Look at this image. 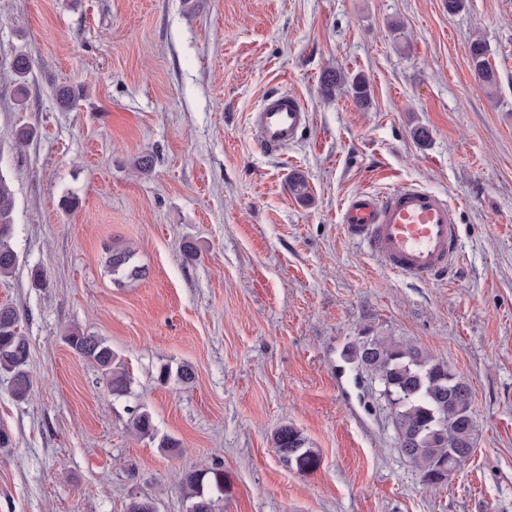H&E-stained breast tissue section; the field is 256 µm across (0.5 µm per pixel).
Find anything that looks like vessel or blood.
Wrapping results in <instances>:
<instances>
[{
  "label": "vessel or blood",
  "instance_id": "1",
  "mask_svg": "<svg viewBox=\"0 0 512 512\" xmlns=\"http://www.w3.org/2000/svg\"><path fill=\"white\" fill-rule=\"evenodd\" d=\"M308 121L302 102L280 93L266 96L252 116L261 143L271 150L296 140ZM339 222L385 270L414 282L446 275L459 248L453 208L439 194L414 183L383 195L351 194L341 206Z\"/></svg>",
  "mask_w": 512,
  "mask_h": 512
}]
</instances>
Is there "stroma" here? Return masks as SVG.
Listing matches in <instances>:
<instances>
[{"instance_id": "1", "label": "stroma", "mask_w": 512, "mask_h": 512, "mask_svg": "<svg viewBox=\"0 0 512 512\" xmlns=\"http://www.w3.org/2000/svg\"><path fill=\"white\" fill-rule=\"evenodd\" d=\"M334 68L366 78V108L323 99ZM275 92L310 119L267 152L250 117ZM0 171L18 256L0 304L22 316L33 376L23 400L0 377V512H125L135 495L186 512L179 478L200 464L223 469L224 512H512V0H0ZM409 182L457 211L450 277L394 276L342 229L347 196ZM115 244L144 279L113 283ZM74 328L124 359L129 397L69 347ZM377 336L470 385L474 453L445 485L422 484L378 381L345 361ZM165 363L193 382L160 381ZM141 404L178 455L128 434ZM284 425L315 470L280 461ZM469 56L472 71L478 81L485 87H492L496 83L495 70L489 62V49L482 39L471 42ZM273 443L280 460L288 468L309 472L317 467V450L310 447L307 438L295 427H280L274 434Z\"/></svg>"}]
</instances>
